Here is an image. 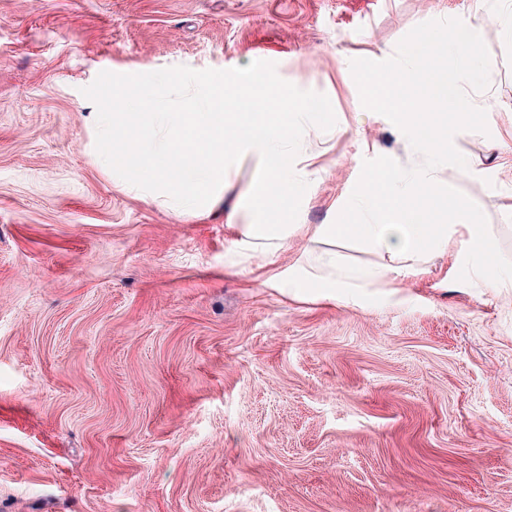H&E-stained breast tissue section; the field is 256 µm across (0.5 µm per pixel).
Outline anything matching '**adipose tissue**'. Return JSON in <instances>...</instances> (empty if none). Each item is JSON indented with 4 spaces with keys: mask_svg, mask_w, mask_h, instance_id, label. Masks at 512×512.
<instances>
[{
    "mask_svg": "<svg viewBox=\"0 0 512 512\" xmlns=\"http://www.w3.org/2000/svg\"><path fill=\"white\" fill-rule=\"evenodd\" d=\"M401 84L423 85L425 93L418 98L402 96L396 91ZM365 91L371 108L393 114L412 130L422 166L408 170L387 163L369 172L356 195L359 222L310 227L311 247L288 267L258 279V286L271 284L292 296L317 286L326 289L328 299L348 303L374 288L395 292L407 279L427 271L435 253L454 242L469 247L475 255L467 269L469 279L493 292L511 288L512 278L501 270L496 235L490 225L475 223L469 202L457 201L447 224L431 223L423 210L394 203L395 197L410 193L417 183H434L433 161L446 162L462 172L467 169L450 134L467 130L474 102L458 85L454 73L435 68L421 73H373L366 80ZM442 106L454 113L453 127L430 121V113ZM236 230L243 251L273 254L299 227L270 223L267 214L262 213L253 223L237 225ZM345 239L375 254V262H348L337 248Z\"/></svg>",
    "mask_w": 512,
    "mask_h": 512,
    "instance_id": "1",
    "label": "adipose tissue"
}]
</instances>
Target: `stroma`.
Wrapping results in <instances>:
<instances>
[{
    "label": "stroma",
    "instance_id": "1",
    "mask_svg": "<svg viewBox=\"0 0 512 512\" xmlns=\"http://www.w3.org/2000/svg\"><path fill=\"white\" fill-rule=\"evenodd\" d=\"M501 0H0V512H512V288L448 259L360 304L260 288L288 265L235 253L260 158L208 213L129 190L96 151L103 71L245 67L326 94L294 162L301 224L356 222L366 172L411 168L410 131L369 108V72L442 27L482 28L478 102L437 190L512 266V37Z\"/></svg>",
    "mask_w": 512,
    "mask_h": 512
}]
</instances>
